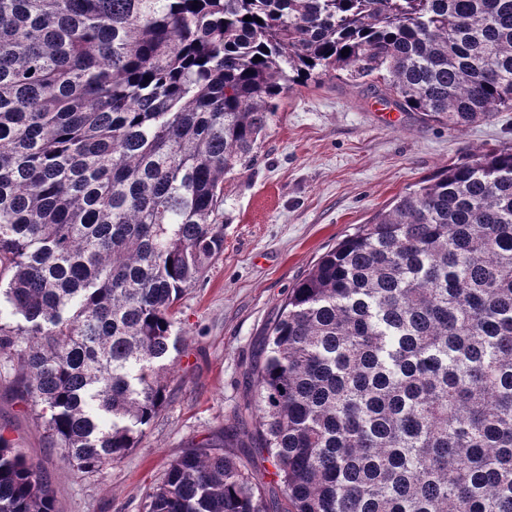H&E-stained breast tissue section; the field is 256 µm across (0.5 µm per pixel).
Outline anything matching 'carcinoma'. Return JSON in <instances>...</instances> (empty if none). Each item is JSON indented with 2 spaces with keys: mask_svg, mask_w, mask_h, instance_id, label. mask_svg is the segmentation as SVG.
Returning <instances> with one entry per match:
<instances>
[{
  "mask_svg": "<svg viewBox=\"0 0 512 512\" xmlns=\"http://www.w3.org/2000/svg\"><path fill=\"white\" fill-rule=\"evenodd\" d=\"M332 73L454 130L512 110V0H0V358L63 466L139 446L224 253V174ZM250 382L144 512H512V145L322 256ZM0 512H55L2 431Z\"/></svg>",
  "mask_w": 512,
  "mask_h": 512,
  "instance_id": "carcinoma-1",
  "label": "carcinoma"
}]
</instances>
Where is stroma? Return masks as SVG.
<instances>
[{
  "label": "stroma",
  "mask_w": 512,
  "mask_h": 512,
  "mask_svg": "<svg viewBox=\"0 0 512 512\" xmlns=\"http://www.w3.org/2000/svg\"><path fill=\"white\" fill-rule=\"evenodd\" d=\"M380 109L367 79L294 86L258 140L256 161L225 174L224 253L179 302L187 351L169 402L121 460L93 475L64 468L14 397V369L0 368V430L42 464L56 512H143L146 493L188 441L236 424L238 407L255 395L248 372L259 339L322 255L447 164L512 144V110L457 131L414 112L388 124Z\"/></svg>",
  "instance_id": "stroma-1"
}]
</instances>
